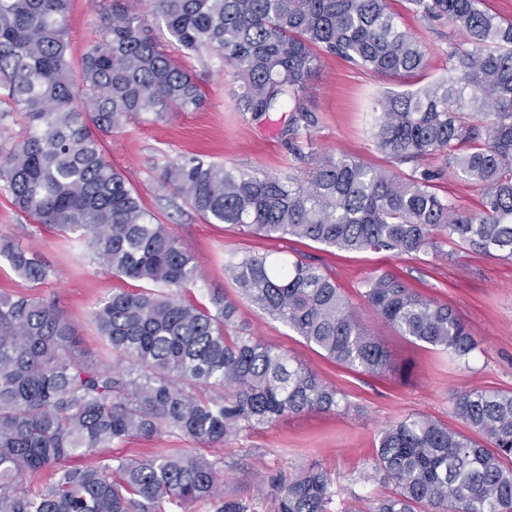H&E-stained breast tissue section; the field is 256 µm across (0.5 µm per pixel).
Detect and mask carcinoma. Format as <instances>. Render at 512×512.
Wrapping results in <instances>:
<instances>
[{
  "label": "carcinoma",
  "mask_w": 512,
  "mask_h": 512,
  "mask_svg": "<svg viewBox=\"0 0 512 512\" xmlns=\"http://www.w3.org/2000/svg\"><path fill=\"white\" fill-rule=\"evenodd\" d=\"M410 2L424 25L445 19L461 36L438 80L416 82L427 53L389 0H113L78 82L68 0H0V122L18 113L24 123L19 138L0 140V182L20 211L82 242L101 267L155 285L115 292L94 311L114 364L81 354L55 304L0 293V512H165L196 502L255 512L221 491L223 468L196 448L143 459L102 452L163 434L210 448L290 414L341 407L315 372L238 329L233 300L217 294L207 307L182 296L196 282L195 256L104 155L101 137L203 103L197 81L150 36V16L179 51L224 62L254 118L293 104L290 144L315 126L303 100L325 56L405 86L382 91L373 118L388 167L299 146L296 159L310 167L284 178L204 155L170 164L159 187L207 223L341 251L419 259L450 244L512 260V20L483 0ZM428 158L443 168H420ZM445 171L478 187L477 209L437 192ZM1 259L34 284L51 272L16 236H0ZM224 268L241 295L327 358L368 375L392 369L327 270L255 254ZM361 297L399 335L455 362L479 347L450 306L391 272L366 279ZM452 405L470 433L426 415L381 430L366 479L390 494L334 510V481L311 464L272 485V512H512V391H464ZM27 474L45 483L26 488Z\"/></svg>",
  "instance_id": "carcinoma-1"
}]
</instances>
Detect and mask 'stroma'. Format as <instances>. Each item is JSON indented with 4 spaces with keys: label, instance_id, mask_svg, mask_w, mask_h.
Listing matches in <instances>:
<instances>
[{
    "label": "stroma",
    "instance_id": "stroma-1",
    "mask_svg": "<svg viewBox=\"0 0 512 512\" xmlns=\"http://www.w3.org/2000/svg\"><path fill=\"white\" fill-rule=\"evenodd\" d=\"M112 0H69L67 54L72 68H80L90 40L99 30ZM393 11L428 50L426 80L441 76L453 29L447 21L421 25L410 0H393ZM181 61L198 80L205 95L202 108L176 112L166 119L133 122L103 137L108 160L123 170L142 197L171 231L184 240L196 257L192 297L208 303L219 292L237 305L236 323L263 343L288 352L343 397L336 412L309 411L289 415L248 431L235 442L207 449L211 458L237 460L224 475V492L253 500L256 512H268L269 498L256 495L258 485L277 476H290L317 463L336 482L339 496L378 498L389 486L367 480L379 431L390 421L424 414L456 429L464 424L453 414L455 392L473 389L512 391V262L478 253L461 257L427 255L417 260L386 252H346L311 242L267 239L227 224L207 223L181 198L159 191L164 168L180 157L202 154L248 172L284 176L297 167L281 132L289 111L256 119L240 111L238 87L218 58L200 61L182 55ZM390 80L328 56L312 78L305 104L317 118L312 135L315 147L344 152L375 166L386 163L374 147L372 113L376 97ZM0 235L20 236L24 246L39 253L52 272L45 283H30L0 261V291L34 296L55 303L75 329L81 353L89 359L105 357L107 345L99 336L92 314L113 290L134 289L136 281L112 275L95 263L82 247L46 230L22 214L10 193L0 187ZM265 254L274 260L300 256L325 267L356 304L361 321L385 343L392 371L368 376L336 364L307 345L288 325L263 315L242 296L224 271L233 254ZM389 271L408 287L451 306L471 327L479 347L469 365L460 366L438 351L413 344L382 323L358 295L362 281ZM188 438L164 435L132 439L112 448V455L134 459L191 447Z\"/></svg>",
    "mask_w": 512,
    "mask_h": 512
}]
</instances>
